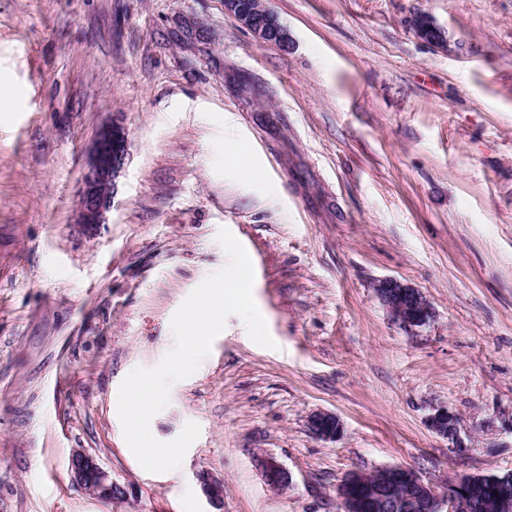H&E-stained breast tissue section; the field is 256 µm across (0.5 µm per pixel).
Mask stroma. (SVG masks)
I'll use <instances>...</instances> for the list:
<instances>
[{
    "label": "stroma",
    "mask_w": 512,
    "mask_h": 512,
    "mask_svg": "<svg viewBox=\"0 0 512 512\" xmlns=\"http://www.w3.org/2000/svg\"><path fill=\"white\" fill-rule=\"evenodd\" d=\"M291 41L257 40L224 0H0V512H339L353 469L441 486L512 470V0H266ZM429 13L457 48L405 20ZM125 163L105 224L76 222L98 128ZM247 148L261 179L224 159ZM228 228L275 348L230 316L152 420L200 434L145 471L118 390L173 347L170 320L221 269ZM418 288L395 322L373 285ZM445 405L461 443L427 423ZM343 431L315 436L311 414ZM95 454L123 499L71 479ZM288 471L275 489L256 460ZM410 32L424 44L442 51H449L450 45L445 31L439 27L432 16L423 12L411 14L407 20ZM373 288L393 319L403 326L418 327L429 320L430 306L418 289L396 278L378 280ZM312 432L325 440H334L341 433L342 424L340 419L331 412L318 411L309 420ZM195 478L202 495L213 508L217 509L212 512L224 511V482L205 470L196 472Z\"/></svg>",
    "instance_id": "stroma-1"
}]
</instances>
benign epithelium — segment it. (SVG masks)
Instances as JSON below:
<instances>
[{
    "label": "benign epithelium",
    "instance_id": "1",
    "mask_svg": "<svg viewBox=\"0 0 512 512\" xmlns=\"http://www.w3.org/2000/svg\"><path fill=\"white\" fill-rule=\"evenodd\" d=\"M224 9L257 39L288 47V29L262 0L251 5L242 4V0H224ZM407 27L424 44L437 50H450L445 31L429 14H411ZM126 153L127 138L120 126L105 125L98 130L81 178L78 223H106ZM374 290L393 319L403 326L418 327L429 320L431 309L426 298L409 284L384 278L375 282ZM428 421L436 433L451 441L459 440V419L448 407L435 408ZM309 426L325 440L336 439L342 430L340 419L327 411L314 413ZM69 467L72 481L88 494L106 501L124 497V489L91 454L80 449L73 451ZM258 467L264 480L274 488L289 482L288 472L272 456L260 457ZM195 478L209 504L217 512H223L224 482L205 470L196 472ZM479 487L473 476L459 475L438 488L424 481L415 470L394 465L347 472L338 485L337 495L340 512H474L485 501L478 495Z\"/></svg>",
    "mask_w": 512,
    "mask_h": 512
}]
</instances>
